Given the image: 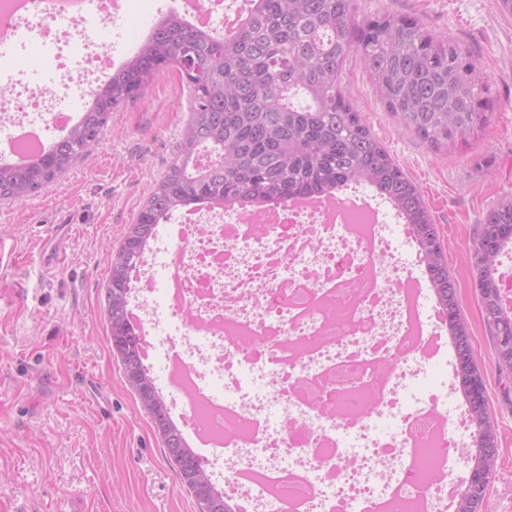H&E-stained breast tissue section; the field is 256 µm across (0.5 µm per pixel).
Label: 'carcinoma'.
Wrapping results in <instances>:
<instances>
[{
    "mask_svg": "<svg viewBox=\"0 0 512 512\" xmlns=\"http://www.w3.org/2000/svg\"><path fill=\"white\" fill-rule=\"evenodd\" d=\"M357 0H254L233 31L220 37L169 13L140 51L95 94L84 120L52 148L19 165L0 168V198L22 202L63 180L99 141L103 129L127 102L140 97L154 78L175 69L191 88L189 115L175 159L152 187L109 258L106 313L110 345L123 373L136 370L131 386L162 437L165 457L196 501L225 512L207 485L188 481L206 474L199 458L178 444L153 375L141 363L138 334L127 314L131 278L140 251L156 226L174 211L230 204L252 209L301 194H322L351 182L370 187L391 202L416 230L431 283L445 308L455 341L460 387L468 412L485 430L490 419L484 372L474 355L460 313L456 283L429 205L414 182L372 134L365 117L342 90L346 59L362 52L363 63L403 128L439 146L465 141L487 120L476 100L471 54L447 35L422 32L417 21L391 15L357 21ZM512 243V199L485 215L475 249L484 318L492 331L496 365L512 374V308L493 292V271Z\"/></svg>",
    "mask_w": 512,
    "mask_h": 512,
    "instance_id": "1",
    "label": "carcinoma"
}]
</instances>
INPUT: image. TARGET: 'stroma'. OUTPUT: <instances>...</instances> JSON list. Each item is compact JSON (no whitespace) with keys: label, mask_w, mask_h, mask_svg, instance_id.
I'll return each mask as SVG.
<instances>
[{"label":"stroma","mask_w":512,"mask_h":512,"mask_svg":"<svg viewBox=\"0 0 512 512\" xmlns=\"http://www.w3.org/2000/svg\"><path fill=\"white\" fill-rule=\"evenodd\" d=\"M124 3L134 36L103 44L130 58L144 19L174 0ZM384 13L451 36L481 74L487 125L440 149L403 131L360 55L342 88L430 207L498 431L483 512H512V374L496 367L471 261L484 215L512 197V13L499 0H358L359 16ZM190 98L178 71L161 72L63 182L0 200V512H198L112 354L105 315L108 255L173 156Z\"/></svg>","instance_id":"obj_1"}]
</instances>
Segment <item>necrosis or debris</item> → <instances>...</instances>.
Segmentation results:
<instances>
[{"label": "necrosis or debris", "mask_w": 512, "mask_h": 512, "mask_svg": "<svg viewBox=\"0 0 512 512\" xmlns=\"http://www.w3.org/2000/svg\"><path fill=\"white\" fill-rule=\"evenodd\" d=\"M110 21L113 0H0V27L37 34L47 78L11 79L14 143L39 144L80 113L61 102L85 75L118 60L92 39L86 12ZM14 143L0 145L13 161ZM199 206L156 230L129 309L147 365L181 370L190 391L170 409L199 439L211 478L239 512H447L455 429L437 398L410 388L411 365L440 352L438 313L422 322L421 285L385 235L380 205Z\"/></svg>", "instance_id": "4bbe7bcc"}]
</instances>
